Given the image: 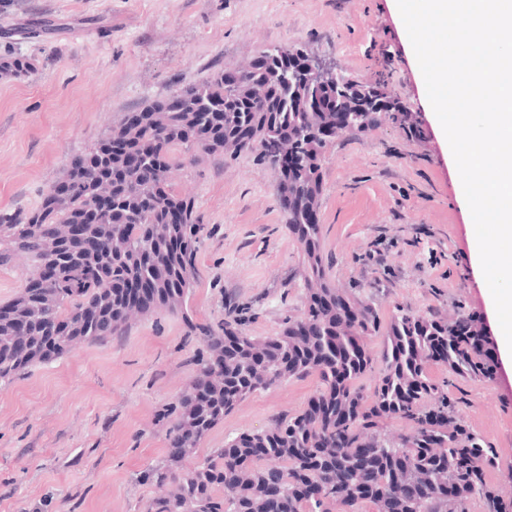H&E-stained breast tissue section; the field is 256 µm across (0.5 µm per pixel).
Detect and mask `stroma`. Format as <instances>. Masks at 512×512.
<instances>
[{
    "instance_id": "obj_1",
    "label": "stroma",
    "mask_w": 512,
    "mask_h": 512,
    "mask_svg": "<svg viewBox=\"0 0 512 512\" xmlns=\"http://www.w3.org/2000/svg\"><path fill=\"white\" fill-rule=\"evenodd\" d=\"M31 17L42 28L17 33ZM284 42L357 78L385 77L392 97L425 120L423 138L384 123L328 149L318 209L331 283L371 299L386 321L401 304L487 321L456 178L390 0H0V55L17 51L35 64L29 75L0 78V210L34 209L120 113ZM173 183L194 196L205 227L187 315L156 309L126 335L0 383V512H142L157 491L146 472L170 456L165 412L196 377L200 329L220 330L232 304L245 331L266 338L301 308L305 256L273 170L227 155L185 165ZM430 375L449 378L462 420L500 453L489 482L512 492L503 367L489 380L451 378L437 366ZM318 387L311 375L255 392L214 427L201 454L299 411Z\"/></svg>"
}]
</instances>
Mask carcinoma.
Segmentation results:
<instances>
[{
	"label": "carcinoma",
	"mask_w": 512,
	"mask_h": 512,
	"mask_svg": "<svg viewBox=\"0 0 512 512\" xmlns=\"http://www.w3.org/2000/svg\"><path fill=\"white\" fill-rule=\"evenodd\" d=\"M287 57L270 46L237 75L217 66L203 81L123 112L29 212L0 211V265L24 260L21 292L0 303V382L37 362L82 345L124 335L131 321L159 307L176 308L191 287L203 225L196 201L160 178L184 161L224 153V138L242 128L259 142H238L232 154L257 151L278 166L283 138L301 154L289 172L295 188L313 180L336 137L329 113L311 104L327 98L347 112H366L358 97L329 80L288 84ZM16 75L33 71L25 58L0 62ZM153 285L149 306L132 305L119 285ZM299 315L279 336L255 338L236 309L224 335L203 333L207 351L193 358L206 392L192 384L170 407L167 436L177 460L192 467L155 468L158 493L145 512H512V497L485 480L497 449L471 430L448 396L452 375L492 379L480 352L458 338L461 325L441 313L405 306L384 322L372 304L353 299L311 266ZM383 337V369L371 396L358 381L372 369V338ZM225 345L218 362L210 350ZM315 375L320 388L306 406L261 432H243L199 458L201 439L238 402L283 381ZM401 419L406 433L386 421Z\"/></svg>",
	"instance_id": "cac0c4a2"
}]
</instances>
